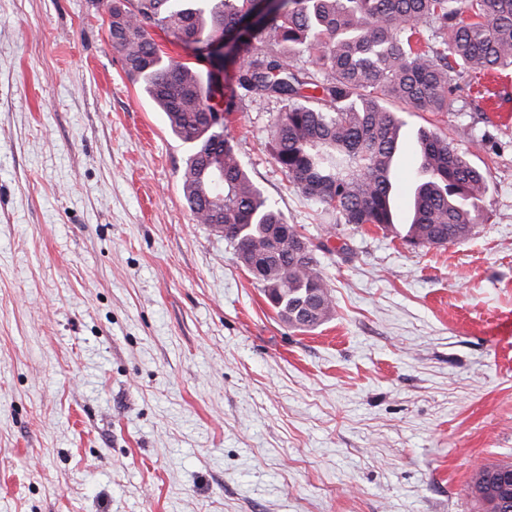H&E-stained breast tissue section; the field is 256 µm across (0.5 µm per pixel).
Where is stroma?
<instances>
[{"label":"stroma","mask_w":512,"mask_h":512,"mask_svg":"<svg viewBox=\"0 0 512 512\" xmlns=\"http://www.w3.org/2000/svg\"><path fill=\"white\" fill-rule=\"evenodd\" d=\"M436 125L490 174L467 241L337 222L277 167L283 104L227 132L316 244L335 300L282 321L197 223L189 149L125 71L100 0H0V512H482L512 462V74ZM512 473V463L483 464L471 478V490L474 498L481 504L484 511L491 510V504L497 505L504 495V488L499 483L501 476ZM489 510V511H490ZM487 511V512H489Z\"/></svg>","instance_id":"35a3bbf8"}]
</instances>
